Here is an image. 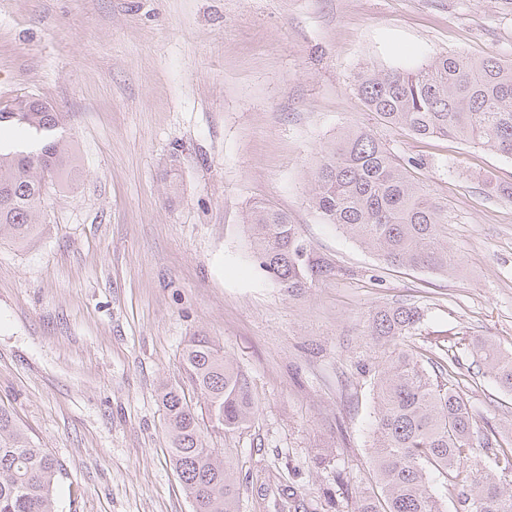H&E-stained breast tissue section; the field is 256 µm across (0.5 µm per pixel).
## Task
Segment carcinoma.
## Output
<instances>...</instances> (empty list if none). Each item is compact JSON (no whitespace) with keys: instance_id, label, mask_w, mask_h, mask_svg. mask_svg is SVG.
I'll return each mask as SVG.
<instances>
[{"instance_id":"cac0c4a2","label":"carcinoma","mask_w":512,"mask_h":512,"mask_svg":"<svg viewBox=\"0 0 512 512\" xmlns=\"http://www.w3.org/2000/svg\"><path fill=\"white\" fill-rule=\"evenodd\" d=\"M354 90L387 126L418 137H452L512 158V64L489 55H440L409 70L366 68ZM0 123L16 122L34 135L23 150L0 149V237L32 245L40 225L42 180L60 182L75 170L72 140L58 133V113L38 100H21ZM309 203L326 224L351 234L392 266L450 274L462 258L448 248L443 207L410 179L390 150L367 131L344 132L320 149ZM248 229L263 269L293 296L323 272L306 257L288 213L262 202L250 209ZM422 314L396 304L377 308L368 335L393 345L374 383L377 408L371 448L375 488L356 498L354 512H445L431 492L438 481L455 512H512V447L478 438L460 391L454 362L428 371L402 347ZM484 374L512 393V352L491 338L467 348ZM184 384L165 385L159 398L167 420L172 463L195 512H239L233 464L210 446L184 387L233 434L258 411L247 375L211 336L197 334L181 353ZM491 464L483 462V457ZM58 461L34 445L24 426L0 407V512H58Z\"/></svg>"}]
</instances>
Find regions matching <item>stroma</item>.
Here are the masks:
<instances>
[{
  "mask_svg": "<svg viewBox=\"0 0 512 512\" xmlns=\"http://www.w3.org/2000/svg\"><path fill=\"white\" fill-rule=\"evenodd\" d=\"M457 53L512 61V0H0V111L45 103L77 155L36 243L0 240V407L62 464L60 512H192L158 393L199 332L258 404L209 435L240 512H352L387 356L368 319L387 303L423 312L405 348L459 360L480 433L512 445V394L464 350L512 351V158L386 126L354 91L364 67ZM348 126L445 206L455 275L388 266L310 207L317 153ZM256 201L330 266L299 295L254 255Z\"/></svg>",
  "mask_w": 512,
  "mask_h": 512,
  "instance_id": "35a3bbf8",
  "label": "stroma"
}]
</instances>
